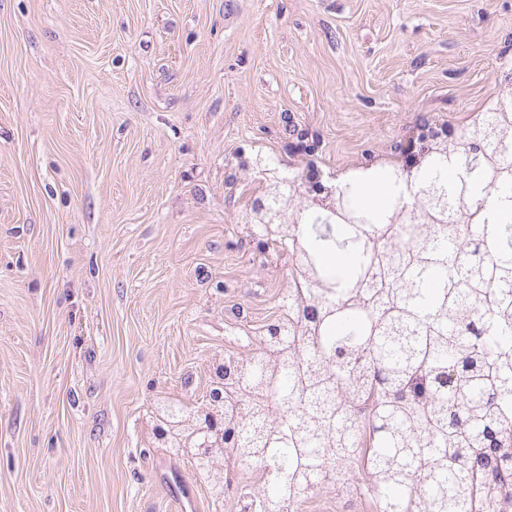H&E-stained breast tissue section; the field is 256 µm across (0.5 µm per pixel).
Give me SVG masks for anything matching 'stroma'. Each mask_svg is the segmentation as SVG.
<instances>
[{"label":"stroma","instance_id":"obj_1","mask_svg":"<svg viewBox=\"0 0 512 512\" xmlns=\"http://www.w3.org/2000/svg\"><path fill=\"white\" fill-rule=\"evenodd\" d=\"M510 64L512 0H0V512H232L151 437L281 310L243 158L381 163Z\"/></svg>","mask_w":512,"mask_h":512}]
</instances>
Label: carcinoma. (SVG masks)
Listing matches in <instances>:
<instances>
[{
  "mask_svg": "<svg viewBox=\"0 0 512 512\" xmlns=\"http://www.w3.org/2000/svg\"><path fill=\"white\" fill-rule=\"evenodd\" d=\"M512 72L458 137L428 146L401 189L397 163L360 168L323 204L297 197L264 248L286 255L282 310L251 347L212 363L206 404L167 400L153 437L208 427V479L239 512L298 508L333 487L375 512H512ZM265 185L280 164L258 153Z\"/></svg>",
  "mask_w": 512,
  "mask_h": 512,
  "instance_id": "obj_1",
  "label": "carcinoma"
}]
</instances>
